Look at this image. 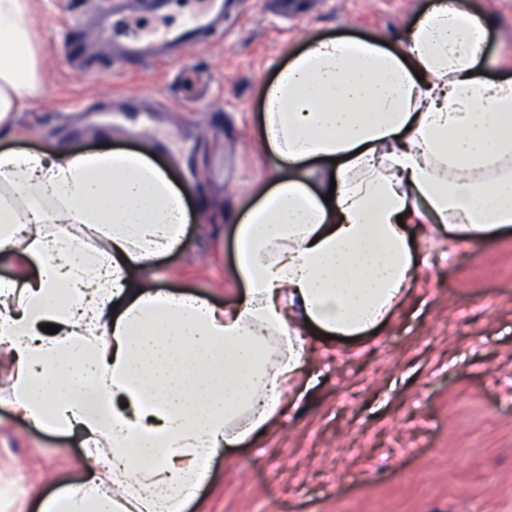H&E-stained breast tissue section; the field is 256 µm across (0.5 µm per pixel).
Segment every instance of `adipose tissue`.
Masks as SVG:
<instances>
[{
    "instance_id": "ef3b65f1",
    "label": "adipose tissue",
    "mask_w": 512,
    "mask_h": 512,
    "mask_svg": "<svg viewBox=\"0 0 512 512\" xmlns=\"http://www.w3.org/2000/svg\"><path fill=\"white\" fill-rule=\"evenodd\" d=\"M34 0H0V131L38 82ZM487 22L435 0L403 36L323 38L266 88L270 183L233 226L235 304L141 288L183 241L185 192L128 151L0 150V403L79 431L93 474L42 512H183L220 448L271 431L305 334L383 325L419 236L512 227V78L479 73ZM58 325L55 334L42 324Z\"/></svg>"
}]
</instances>
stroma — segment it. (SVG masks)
<instances>
[{
	"label": "stroma",
	"mask_w": 512,
	"mask_h": 512,
	"mask_svg": "<svg viewBox=\"0 0 512 512\" xmlns=\"http://www.w3.org/2000/svg\"><path fill=\"white\" fill-rule=\"evenodd\" d=\"M489 20L487 79L512 76V0H459ZM433 0H227L223 33L165 63L118 62L86 0H35L41 80L0 150H139L169 170L192 219L181 246L131 269L147 288L216 306L240 293L234 217L271 159L258 148L267 85L311 41H398ZM154 114L129 131L131 97ZM391 320L359 340L310 333L314 358L266 439L220 448L185 512H512V228L473 246L427 241ZM417 453L405 458L401 450ZM93 471L78 434L0 404V512H40Z\"/></svg>",
	"instance_id": "35a3bbf8"
}]
</instances>
